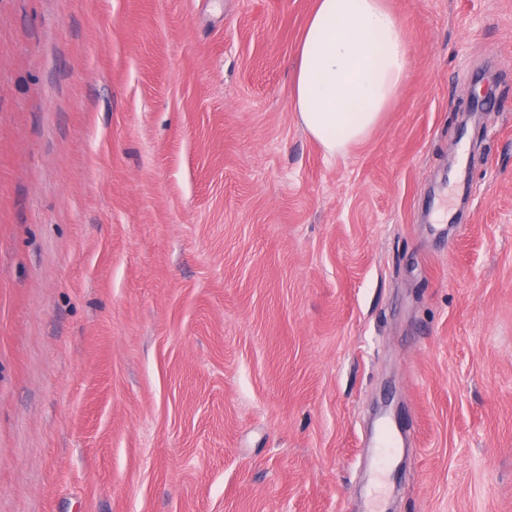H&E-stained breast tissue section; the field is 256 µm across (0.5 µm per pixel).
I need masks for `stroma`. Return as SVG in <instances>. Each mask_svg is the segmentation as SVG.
Listing matches in <instances>:
<instances>
[{
	"label": "stroma",
	"instance_id": "1",
	"mask_svg": "<svg viewBox=\"0 0 512 512\" xmlns=\"http://www.w3.org/2000/svg\"><path fill=\"white\" fill-rule=\"evenodd\" d=\"M315 4L0 0V512H512V0L336 158Z\"/></svg>",
	"mask_w": 512,
	"mask_h": 512
}]
</instances>
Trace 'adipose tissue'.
I'll use <instances>...</instances> for the list:
<instances>
[{"mask_svg":"<svg viewBox=\"0 0 512 512\" xmlns=\"http://www.w3.org/2000/svg\"><path fill=\"white\" fill-rule=\"evenodd\" d=\"M410 47L384 0H317L298 46L292 106L336 157L363 140L396 98Z\"/></svg>","mask_w":512,"mask_h":512,"instance_id":"1","label":"adipose tissue"}]
</instances>
